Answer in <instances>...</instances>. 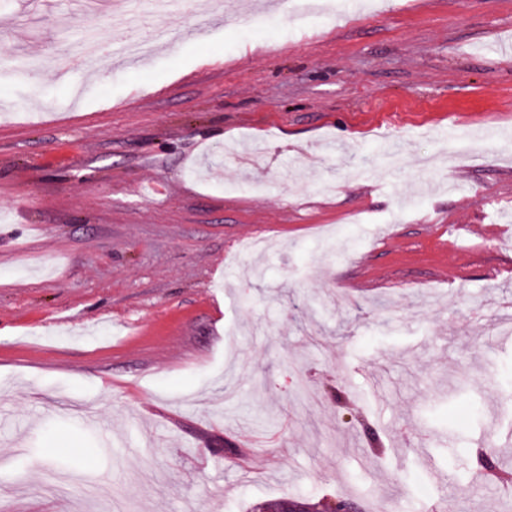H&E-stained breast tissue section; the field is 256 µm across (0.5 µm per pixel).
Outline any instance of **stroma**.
I'll return each mask as SVG.
<instances>
[{"instance_id": "35a3bbf8", "label": "stroma", "mask_w": 512, "mask_h": 512, "mask_svg": "<svg viewBox=\"0 0 512 512\" xmlns=\"http://www.w3.org/2000/svg\"><path fill=\"white\" fill-rule=\"evenodd\" d=\"M208 2L0 0V512H504L512 0Z\"/></svg>"}]
</instances>
